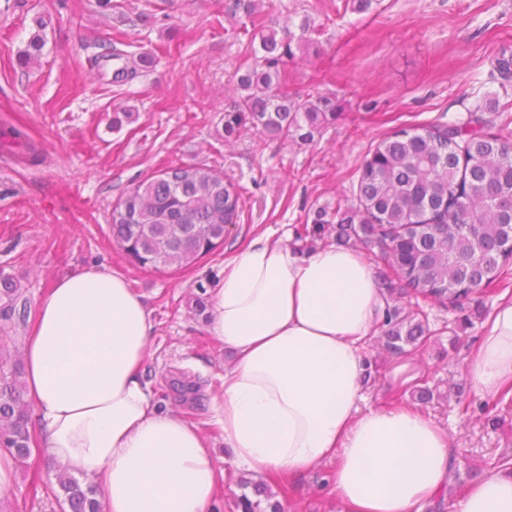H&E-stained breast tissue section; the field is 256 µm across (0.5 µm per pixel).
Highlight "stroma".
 <instances>
[{
  "instance_id": "stroma-1",
  "label": "stroma",
  "mask_w": 512,
  "mask_h": 512,
  "mask_svg": "<svg viewBox=\"0 0 512 512\" xmlns=\"http://www.w3.org/2000/svg\"><path fill=\"white\" fill-rule=\"evenodd\" d=\"M256 26L291 39L295 54L280 89L336 100V119L313 141L280 140L251 125L225 134L238 96L239 68L256 43L240 30L235 0H0V122L27 127L38 165L0 152V271L29 301L57 279L92 268L123 275L152 312L147 378L153 403L198 422L211 417L229 357L207 330L197 299H208L224 262L255 236L293 240L319 209L356 203L361 167L384 138L404 128L466 124L512 139V0H255ZM310 41H300L302 25ZM45 42L29 54L34 36ZM136 72L116 79L113 52ZM205 164L241 188L239 223L223 250L197 265L155 273L134 265L112 236L109 214L128 189L181 164ZM512 290V262L463 307L392 302L426 316L433 332L421 349L419 383L437 398L422 411L448 434L455 466L439 492L461 496L512 456V395L481 396L467 358L498 296ZM361 409L396 405L397 357L378 353ZM191 383L183 391V383ZM332 465L272 485L296 512H339ZM56 467L16 469L0 512H62L52 494Z\"/></svg>"
}]
</instances>
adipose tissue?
<instances>
[{
	"instance_id": "obj_1",
	"label": "adipose tissue",
	"mask_w": 512,
	"mask_h": 512,
	"mask_svg": "<svg viewBox=\"0 0 512 512\" xmlns=\"http://www.w3.org/2000/svg\"><path fill=\"white\" fill-rule=\"evenodd\" d=\"M387 305L358 249L300 255L264 233L224 264L208 330L230 355L210 407L246 474L303 477L336 459L340 512H420L454 465L448 435L419 410L360 411V377ZM150 310L102 269L57 280L37 300L23 344L24 389L39 450L95 482L103 512H209L221 485L202 426L152 405ZM477 394L512 386V293L468 359ZM452 512H512V468L496 469Z\"/></svg>"
}]
</instances>
